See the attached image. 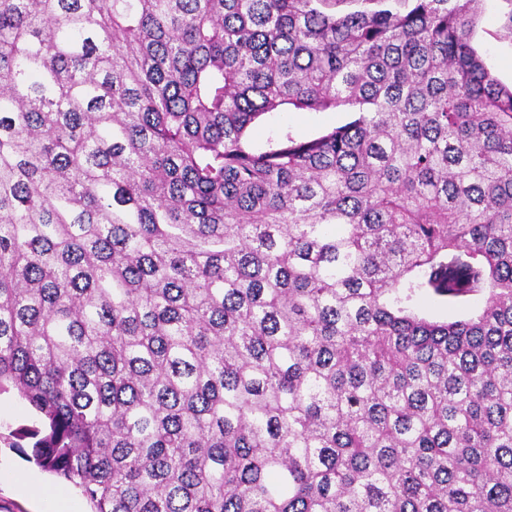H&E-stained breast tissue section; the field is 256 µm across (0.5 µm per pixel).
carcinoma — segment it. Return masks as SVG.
I'll return each mask as SVG.
<instances>
[{"instance_id":"1","label":"carcinoma","mask_w":512,"mask_h":512,"mask_svg":"<svg viewBox=\"0 0 512 512\" xmlns=\"http://www.w3.org/2000/svg\"><path fill=\"white\" fill-rule=\"evenodd\" d=\"M329 2L0 0V393L92 512H512V88ZM352 114L339 108L324 112L298 111L292 106L283 108L276 114L264 116L248 130L250 142L264 146L270 139L288 133L298 140L317 137L324 131L346 124ZM484 294H473L450 303L425 290H416L411 306L415 312L435 321H452L476 313L484 304Z\"/></svg>"}]
</instances>
